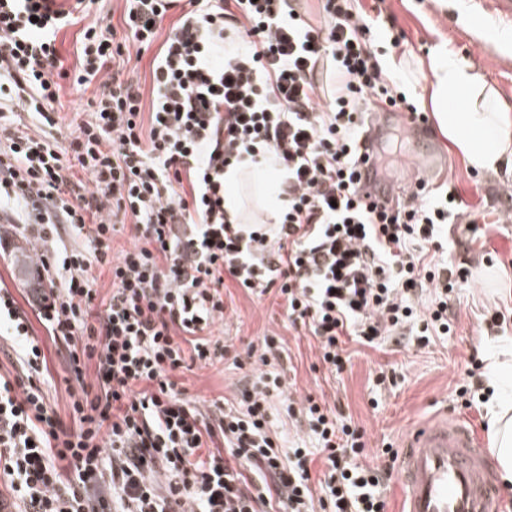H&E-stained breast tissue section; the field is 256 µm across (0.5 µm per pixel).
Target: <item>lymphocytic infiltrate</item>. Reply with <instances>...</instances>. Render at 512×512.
Masks as SVG:
<instances>
[{"instance_id": "f902f5d3", "label": "lymphocytic infiltrate", "mask_w": 512, "mask_h": 512, "mask_svg": "<svg viewBox=\"0 0 512 512\" xmlns=\"http://www.w3.org/2000/svg\"><path fill=\"white\" fill-rule=\"evenodd\" d=\"M99 0H0V250L31 243L26 306L0 288V342L20 365L0 374V482L15 512H386L394 449L364 463V432L312 398L296 400L267 334L231 353L212 327L233 282L275 294L288 324L314 336L332 373L344 345L413 332L449 336L466 277L438 264L445 226L472 217L454 190L425 184L369 199L361 147L378 113L420 117L388 76L381 43L405 33L365 18L359 0H123L121 27L87 23ZM182 14L160 36L167 13ZM82 24L79 65L60 31ZM152 53L150 97L125 79ZM97 85L85 116L62 123V80ZM28 114L36 133L20 128ZM264 158L280 170L275 222H232L224 171ZM128 226L131 248L112 240ZM77 238L66 246L62 236ZM112 292L99 299L96 270ZM428 304H420L424 290ZM63 346L68 418L42 388L34 324ZM259 360L233 402L201 409L173 376L197 362ZM283 410L316 450L272 430ZM324 471L312 479V452ZM82 24L68 27L58 35L57 47L59 49L64 68L72 71L78 65L77 48L79 47V31Z\"/></svg>"}]
</instances>
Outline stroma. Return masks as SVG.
Returning a JSON list of instances; mask_svg holds the SVG:
<instances>
[{
    "label": "stroma",
    "instance_id": "35a3bbf8",
    "mask_svg": "<svg viewBox=\"0 0 512 512\" xmlns=\"http://www.w3.org/2000/svg\"><path fill=\"white\" fill-rule=\"evenodd\" d=\"M458 6L459 0H384V15L394 16L407 35L406 44L393 51V61L423 57L434 46L445 45L512 105V47L502 46V28L470 25L460 18ZM420 155L434 160V182L448 183L471 208L485 215L480 237L470 238L462 227H453L452 244L436 254L437 259L453 261L470 271L468 284L450 303L454 335L431 337L424 346L400 344L391 337L374 348L348 343L352 366L335 376L321 366L315 338L289 327L284 303L275 295L259 300L244 289L226 288L225 318L213 327L215 336L240 351L258 336H280L287 357L286 378L293 390L351 416L364 431L370 464L383 448L399 446L421 423L458 405L455 388L467 381L472 354H482L491 362L512 352V222L502 220L512 212V200L502 192L503 186L512 183V171L481 174L468 169L462 158L450 151L447 140L430 127L409 132L404 162L395 164L387 174L392 185L404 187L417 179L418 171L410 160ZM34 331L49 357L50 401L60 415H67L69 398L62 360L42 325H35ZM382 373L389 375V382L378 383ZM242 376V370L227 359L196 363L176 380L188 397L209 401L232 398Z\"/></svg>",
    "mask_w": 512,
    "mask_h": 512
}]
</instances>
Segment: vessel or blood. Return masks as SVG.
Here are the masks:
<instances>
[{
    "label": "vessel or blood",
    "mask_w": 512,
    "mask_h": 512,
    "mask_svg": "<svg viewBox=\"0 0 512 512\" xmlns=\"http://www.w3.org/2000/svg\"><path fill=\"white\" fill-rule=\"evenodd\" d=\"M477 23L512 28V0H465ZM398 482L402 512H501L496 473L465 419L440 412L403 442Z\"/></svg>",
    "instance_id": "1"
}]
</instances>
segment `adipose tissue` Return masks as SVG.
Returning a JSON list of instances; mask_svg holds the SVG:
<instances>
[{
    "label": "adipose tissue",
    "instance_id": "obj_1",
    "mask_svg": "<svg viewBox=\"0 0 512 512\" xmlns=\"http://www.w3.org/2000/svg\"><path fill=\"white\" fill-rule=\"evenodd\" d=\"M429 101L435 126L450 149L466 165L485 173L512 169V106L507 105L471 65L445 46L431 49L427 62ZM277 178L271 166L243 163L224 173V208L228 217L247 222L243 188H262L259 203L268 217H275L282 200L274 190ZM493 394L495 458L506 490H512V367L500 362L487 381Z\"/></svg>",
    "mask_w": 512,
    "mask_h": 512
}]
</instances>
